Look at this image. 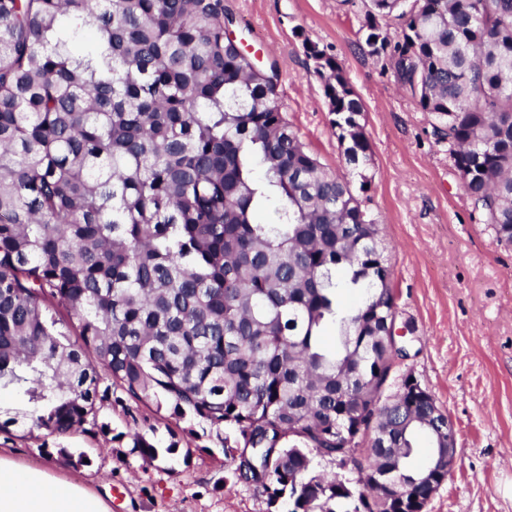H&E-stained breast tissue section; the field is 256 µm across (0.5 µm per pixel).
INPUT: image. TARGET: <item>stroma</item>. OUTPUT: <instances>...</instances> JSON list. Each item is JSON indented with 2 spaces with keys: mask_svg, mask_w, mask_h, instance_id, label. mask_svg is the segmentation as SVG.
Masks as SVG:
<instances>
[{
  "mask_svg": "<svg viewBox=\"0 0 512 512\" xmlns=\"http://www.w3.org/2000/svg\"><path fill=\"white\" fill-rule=\"evenodd\" d=\"M226 5L250 52L262 66L276 65L282 112L330 172L348 167L305 42L336 59L363 102L372 160L360 199L392 251L396 332L406 348L394 360L388 389L412 375L456 431V465L427 512H512V246L498 243L473 213L429 114L363 51L362 0ZM99 418L109 433L86 425L57 436L11 426L0 432V453L27 467H51L107 501L113 487L125 488L111 512H267L264 497L229 479L216 437L186 438L185 421L132 400L103 403ZM132 431L161 447L177 443L187 463H150L130 453ZM67 450L85 452L88 465L68 464Z\"/></svg>",
  "mask_w": 512,
  "mask_h": 512,
  "instance_id": "35a3bbf8",
  "label": "stroma"
}]
</instances>
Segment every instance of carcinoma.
<instances>
[{
	"label": "carcinoma",
	"mask_w": 512,
	"mask_h": 512,
	"mask_svg": "<svg viewBox=\"0 0 512 512\" xmlns=\"http://www.w3.org/2000/svg\"><path fill=\"white\" fill-rule=\"evenodd\" d=\"M230 23L224 0H0V393L25 401L0 431L107 430L117 388L230 431L233 478L269 512H417L415 440L437 453L448 416L430 395L379 409L396 355L380 224L305 148ZM361 31L512 246V0H364ZM305 50L363 192V103ZM129 447L176 454L140 433ZM348 448L372 468L362 486L313 466Z\"/></svg>",
	"instance_id": "carcinoma-1"
}]
</instances>
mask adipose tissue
I'll list each match as a JSON object with an SVG mask.
<instances>
[{"label": "adipose tissue", "instance_id": "adipose-tissue-1", "mask_svg": "<svg viewBox=\"0 0 512 512\" xmlns=\"http://www.w3.org/2000/svg\"><path fill=\"white\" fill-rule=\"evenodd\" d=\"M0 512H111L85 487L63 482L52 470L28 468L0 455Z\"/></svg>", "mask_w": 512, "mask_h": 512}]
</instances>
